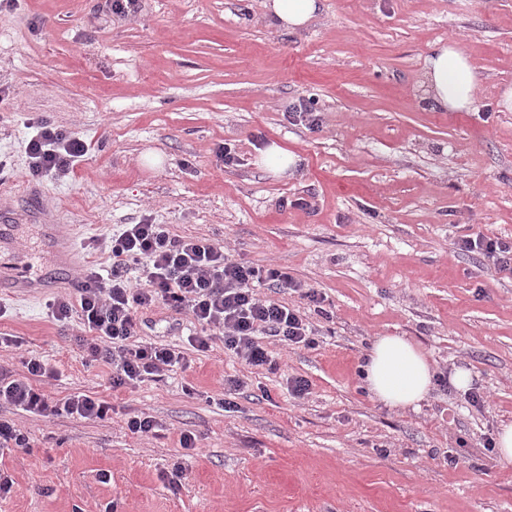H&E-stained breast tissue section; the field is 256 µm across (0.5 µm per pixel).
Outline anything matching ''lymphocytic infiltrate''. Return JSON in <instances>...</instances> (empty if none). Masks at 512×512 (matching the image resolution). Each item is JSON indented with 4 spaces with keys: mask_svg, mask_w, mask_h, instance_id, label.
<instances>
[{
    "mask_svg": "<svg viewBox=\"0 0 512 512\" xmlns=\"http://www.w3.org/2000/svg\"><path fill=\"white\" fill-rule=\"evenodd\" d=\"M89 151L72 134L41 123L27 141V175L34 180L63 177ZM89 248L110 252L108 269L86 268L78 287V301L57 298L48 310L58 323L79 315L85 334L79 347L85 364L102 362L111 368L113 388H131L145 381H160L175 368L187 365L183 351L144 341L139 334V313L161 303L185 312L201 332L191 346L206 351L222 342L224 351L248 367L275 371L268 340L289 347H311L316 328L282 302L261 298L258 285L272 282L294 287L287 272L263 269L232 259L212 240L171 234L163 224H125L112 236L90 239ZM462 251L486 258L494 269L512 277V239L475 234L463 238ZM25 375L0 372V407L37 417H79L89 421L109 417L106 400L74 393L53 400L38 383L53 377L51 365L39 356H27Z\"/></svg>",
    "mask_w": 512,
    "mask_h": 512,
    "instance_id": "lymphocytic-infiltrate-1",
    "label": "lymphocytic infiltrate"
}]
</instances>
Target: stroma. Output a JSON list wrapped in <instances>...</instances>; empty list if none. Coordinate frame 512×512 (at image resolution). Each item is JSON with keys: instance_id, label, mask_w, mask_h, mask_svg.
<instances>
[{"instance_id": "stroma-1", "label": "stroma", "mask_w": 512, "mask_h": 512, "mask_svg": "<svg viewBox=\"0 0 512 512\" xmlns=\"http://www.w3.org/2000/svg\"><path fill=\"white\" fill-rule=\"evenodd\" d=\"M440 40L458 42L480 75L475 111L421 100ZM511 85L512 0H325L296 32L272 25L260 0H139L126 16L105 0H5L0 214L18 224L5 250L42 268L40 227L60 224L82 269L109 261L86 250L91 237L166 224L288 272L297 290L263 295L321 334L311 348L272 343L273 373L218 342L162 381L115 390L107 365L84 364L81 325L48 316L47 300L76 295L73 284L0 293V333L20 341L0 347V370L24 374L23 356L37 354L58 370L44 393L114 408L97 421L14 414L29 446L0 457L14 482L0 512H512V465L485 445L512 422V279L458 246L475 232L512 238V112L496 105ZM298 101L319 127L289 121ZM40 119L89 145L73 174L25 177ZM270 142L301 157L295 176L255 165ZM150 151L161 167L145 165ZM139 331L181 346L195 333L164 306L143 310ZM382 335L417 343L436 374L469 371L484 406L452 386L415 410L372 400L359 366ZM229 375L246 387L227 394ZM290 376L308 379L305 398H289ZM130 412L155 417L158 433L131 432ZM186 432L197 437L189 459Z\"/></svg>"}]
</instances>
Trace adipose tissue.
I'll return each instance as SVG.
<instances>
[{
	"label": "adipose tissue",
	"instance_id": "obj_1",
	"mask_svg": "<svg viewBox=\"0 0 512 512\" xmlns=\"http://www.w3.org/2000/svg\"><path fill=\"white\" fill-rule=\"evenodd\" d=\"M273 24L290 31L305 28L323 8L321 0H261ZM424 99L441 112L475 108L478 75L458 43L430 46L422 72ZM369 396L391 408L417 407L434 387V370L413 341L403 336L375 337L362 365Z\"/></svg>",
	"mask_w": 512,
	"mask_h": 512
}]
</instances>
